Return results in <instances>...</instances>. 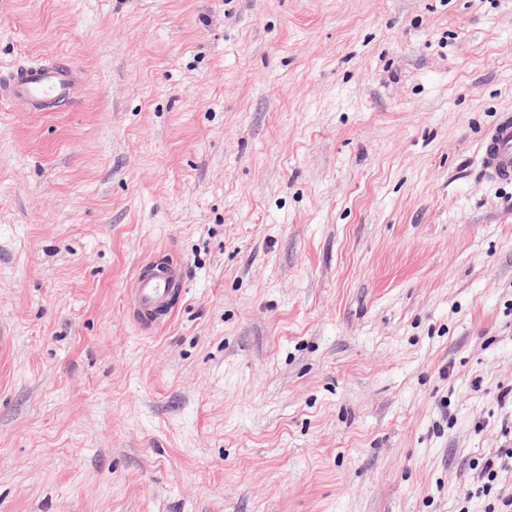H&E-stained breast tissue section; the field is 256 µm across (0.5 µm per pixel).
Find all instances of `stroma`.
<instances>
[{"mask_svg":"<svg viewBox=\"0 0 512 512\" xmlns=\"http://www.w3.org/2000/svg\"><path fill=\"white\" fill-rule=\"evenodd\" d=\"M43 58L88 83L0 101V512H504L512 0H0ZM481 172L485 179L512 182V113L503 112L482 139ZM153 261L146 259L134 275L130 299L132 306L137 311L142 324L146 327H154L169 321L173 312L168 308L171 297L175 291L180 294L185 290L186 273L181 264L176 263L170 268L152 267ZM163 311L161 316L154 317Z\"/></svg>","mask_w":512,"mask_h":512,"instance_id":"obj_1","label":"stroma"}]
</instances>
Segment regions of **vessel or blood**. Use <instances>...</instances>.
Masks as SVG:
<instances>
[{"label":"vessel or blood","mask_w":512,"mask_h":512,"mask_svg":"<svg viewBox=\"0 0 512 512\" xmlns=\"http://www.w3.org/2000/svg\"><path fill=\"white\" fill-rule=\"evenodd\" d=\"M84 82L85 73L76 65L18 63L0 72V100L44 110L60 102L78 101ZM480 165L485 179L512 182L511 112H503L484 136ZM185 284L182 265L159 268L149 259L142 263L133 278L130 299L144 326H155L161 317L172 318V295L184 291Z\"/></svg>","instance_id":"1"}]
</instances>
